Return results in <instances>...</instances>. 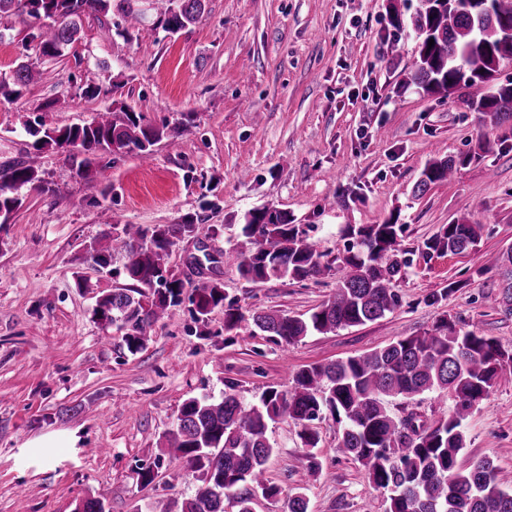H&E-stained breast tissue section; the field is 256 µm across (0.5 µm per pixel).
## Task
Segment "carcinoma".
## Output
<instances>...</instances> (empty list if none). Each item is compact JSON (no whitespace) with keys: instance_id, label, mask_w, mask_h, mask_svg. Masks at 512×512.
I'll use <instances>...</instances> for the list:
<instances>
[{"instance_id":"cac0c4a2","label":"carcinoma","mask_w":512,"mask_h":512,"mask_svg":"<svg viewBox=\"0 0 512 512\" xmlns=\"http://www.w3.org/2000/svg\"><path fill=\"white\" fill-rule=\"evenodd\" d=\"M0 0V18L26 15L52 19L28 33L39 53L62 56L80 33V21L89 14L115 9L126 21H136L138 0ZM161 6L162 26L175 34L195 23L204 0H149ZM486 12L485 0H419L409 17L390 12L397 33L411 29L417 38V57L411 81L424 92L442 98L467 90L469 107L498 125L512 118V80L498 82L501 66L512 62V0H496ZM434 45H429V41ZM40 72L26 63L0 78V100L12 102L36 82ZM43 146L69 153L76 175L91 190V201L107 193L98 181L100 160L106 156L136 153L147 159L153 147L168 135L166 128L143 124L134 111L122 108L81 126L26 128ZM472 157L444 156L430 160L413 193L451 180L458 167ZM49 193L38 170L23 162L0 168V217L8 219L24 203L23 190ZM478 224L457 219L444 224L423 243L428 256L461 254L479 243ZM404 225L391 217L381 224L350 225L353 239L341 258L346 273L332 299L309 314L290 316L272 311L251 315V334L262 333L286 345L308 335L333 332L376 321L398 303L397 280L409 267L401 256L398 238ZM197 234L194 218L181 224L114 227L111 244L90 246L101 269L111 265L112 254L125 256V272L132 286L100 295L94 317L117 325L123 346L134 355L151 340L150 329L169 317L191 289L194 316L205 321L216 308L224 309V329L238 327L244 315L226 301L222 284L199 269L182 279L168 267L174 239ZM241 244L224 251V264L253 284L272 279L304 281L331 271L323 254L300 231L287 212L266 207L250 213L241 228ZM486 267L499 271V291L492 303L512 313V248L487 258ZM512 368V348L497 338L456 328L443 318L430 331L398 339L380 349L316 364L298 372L286 391L268 387L259 403L245 406L232 393L214 403L190 398L182 404L176 427L165 434L166 450L200 472L194 495L178 502L158 503L150 512H224L233 500L238 512H252L257 496L272 498L278 488L266 477L273 448L269 423L288 417L303 425L306 446L317 447L316 433L305 423L328 412L340 425L338 447L359 462L369 481L390 492L386 512H512V473L488 458L468 466L458 463L466 448L463 422L483 399L497 376ZM446 392L456 401L449 417L432 421L415 413L397 419L385 399L413 400L432 392Z\"/></svg>"}]
</instances>
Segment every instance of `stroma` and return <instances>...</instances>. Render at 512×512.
Instances as JSON below:
<instances>
[{
	"label": "stroma",
	"instance_id": "stroma-1",
	"mask_svg": "<svg viewBox=\"0 0 512 512\" xmlns=\"http://www.w3.org/2000/svg\"><path fill=\"white\" fill-rule=\"evenodd\" d=\"M199 20L167 34L156 11L128 31L117 11L84 16L78 40L47 59L23 42L24 18L0 19V76L25 61L41 73L18 100L0 102V164L24 160L50 183L28 192L0 223V512H74L85 498L106 512H148L154 502L193 496L198 475L164 452L163 438L193 397L246 405L269 385L431 330L444 316L512 344V314L492 305L499 276L485 256L512 247V122H480L460 94L441 99L411 84L417 40L394 34L390 8L408 15L418 0H205ZM99 94L84 97L86 85ZM128 106L145 123L174 127L149 160L133 153L102 165L109 193L91 204L64 152L36 149L29 120L82 125ZM471 155L455 179L424 195L412 189L438 156ZM293 215L326 260L342 255L350 224H404L412 265L397 285L393 312L361 326L314 333L281 346L224 330V311L195 321L181 308L156 323L152 341L129 354L115 328L93 316L100 294L126 286L124 258L111 272L91 261L90 244L116 224H178L197 217L219 227L212 250L236 243L253 210ZM482 225L476 249L426 257L421 246L460 214ZM343 272L253 285L230 268L215 276L244 314L313 311L335 293ZM447 299L428 295L448 283ZM64 406L76 407L71 416ZM317 448L294 421L268 430L267 474L280 493L254 512H288L304 491L311 512H385L386 490L342 455L331 416L313 421ZM462 464L487 457L512 470V372H503L465 422ZM71 433L74 446L37 445ZM154 466L143 483L139 470Z\"/></svg>",
	"mask_w": 512,
	"mask_h": 512
}]
</instances>
